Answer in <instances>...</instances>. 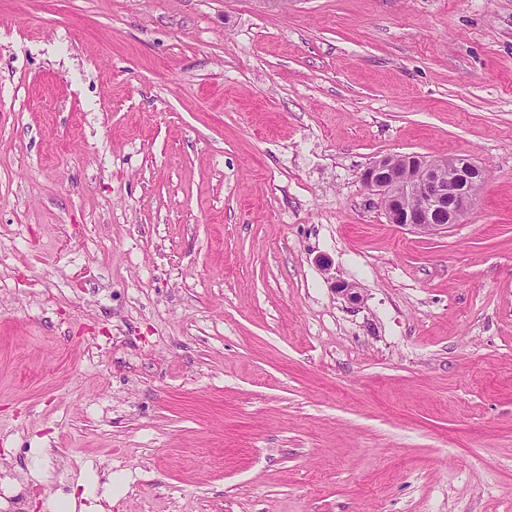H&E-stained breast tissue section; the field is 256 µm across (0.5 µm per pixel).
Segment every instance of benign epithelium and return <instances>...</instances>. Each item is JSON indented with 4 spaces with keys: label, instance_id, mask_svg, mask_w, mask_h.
<instances>
[{
    "label": "benign epithelium",
    "instance_id": "benign-epithelium-1",
    "mask_svg": "<svg viewBox=\"0 0 512 512\" xmlns=\"http://www.w3.org/2000/svg\"><path fill=\"white\" fill-rule=\"evenodd\" d=\"M359 179L388 223L441 232L470 211L485 167L457 156L384 155L364 167ZM334 290L351 304L361 301L353 283L336 280Z\"/></svg>",
    "mask_w": 512,
    "mask_h": 512
}]
</instances>
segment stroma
Returning <instances> with one entry per match:
<instances>
[{"label":"stroma","instance_id":"35a3bbf8","mask_svg":"<svg viewBox=\"0 0 512 512\" xmlns=\"http://www.w3.org/2000/svg\"><path fill=\"white\" fill-rule=\"evenodd\" d=\"M404 153L462 223H387ZM0 488L512 512V0H0ZM359 179L388 223L442 232L470 211L485 167L457 156L384 155L364 167Z\"/></svg>","mask_w":512,"mask_h":512}]
</instances>
